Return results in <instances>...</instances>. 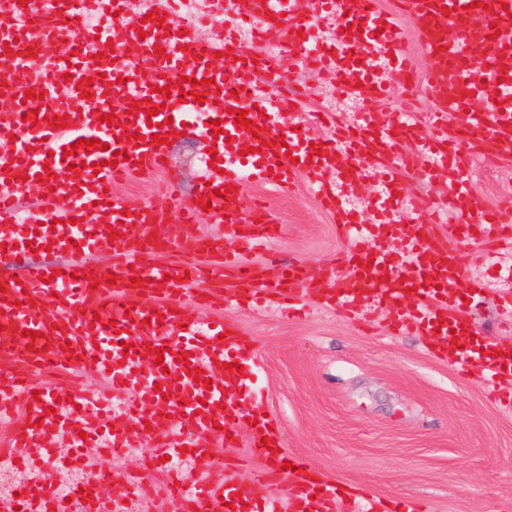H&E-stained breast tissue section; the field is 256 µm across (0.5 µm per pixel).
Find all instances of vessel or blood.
<instances>
[{
    "label": "vessel or blood",
    "mask_w": 512,
    "mask_h": 512,
    "mask_svg": "<svg viewBox=\"0 0 512 512\" xmlns=\"http://www.w3.org/2000/svg\"><path fill=\"white\" fill-rule=\"evenodd\" d=\"M34 3L43 21L37 45L23 19L0 6V71L8 75L0 82V241L8 245L0 254V417L22 412L9 447L0 448V462L25 473L26 512H66L46 461L61 470L81 467L88 457L126 448L131 430L146 432L155 458L176 460L183 445L177 426L189 427L201 455L246 423V412L229 403L227 393L250 383L232 367L251 352V341L238 326L223 321L203 326L172 309L186 285L201 278L210 282L203 302L212 307L254 302L262 295L294 307L312 292L351 315L386 299L396 305V331L434 334L438 349L462 370L512 375V355L495 354L493 345L474 339L460 306L472 293L467 268L495 254L504 228L512 226V211L482 208L465 178L482 159H512V0H480L475 9L471 0H398L393 13L378 0H223L225 14L263 20L274 49L258 58L239 56L221 69L210 62L221 47H237L235 31H225L223 45L208 44L184 34L183 23L174 19L168 35L143 39L124 21V0ZM98 9L100 30H86L83 37L102 52V60L83 52L64 58L59 48L67 34L59 16L73 23ZM328 26L335 49L319 54V64L332 72L346 98L367 105L353 126L334 110L310 107L303 87L284 100L277 93L286 65L300 61L303 44L315 42ZM411 38L429 56L425 72L407 61ZM477 46L484 61L476 69L471 56ZM377 58L396 67L403 86L424 87L434 109L433 142H421L414 113L374 109L386 93L385 76L373 67ZM91 65L102 76L89 85L84 72ZM175 79L182 90L204 94V103L189 99L151 117L130 113L135 102L162 103L163 87ZM29 88L42 95L39 109L24 101ZM86 91L94 93L95 106L76 110V98ZM287 102L307 106L301 130L282 119ZM237 109L263 127L261 138L235 124ZM30 112L35 121H26ZM108 113L114 124L103 122ZM54 116L66 117V127L51 126ZM213 120L222 121L223 133L211 131ZM156 123L167 133L195 130L215 144L221 164L203 167L197 186L198 194L209 197L210 209H131L116 197L115 184L163 170L168 150L152 141ZM320 125L328 133L319 139L314 130ZM93 138L108 143V150L81 149L65 157V148ZM318 139L321 149H312ZM72 162L80 164V177L70 176ZM240 164L252 179L283 190L301 176L316 186L321 208L353 237V250L336 261L349 270L343 282L331 273L324 285L307 282L297 264L271 273L241 262V252L275 239L280 226L266 208L243 211L244 182L233 172ZM46 170L49 180L38 182L37 174ZM413 170L449 182L436 221L450 224L453 238L464 227L479 225L468 248L452 247L419 225L399 223L398 213L413 204L406 180ZM373 178L382 186V201L372 206L371 220H361L348 209L343 190ZM31 185L43 195V214L24 224L18 199ZM203 220L225 225L238 250L225 251L220 241L195 235ZM166 224L181 226L194 263L143 262L144 252L165 249L158 231ZM113 227L118 237H110ZM394 239L403 241L404 252L391 250ZM28 243L77 252L82 260L60 268L46 264L18 279L7 275L18 247ZM102 254L110 255L109 265L97 264ZM228 280L234 285L230 295L224 292ZM27 329L37 332V340L24 337ZM151 348L163 349L162 363L147 362ZM42 369L62 374L66 387L36 385L34 376ZM191 369L204 370L211 386L188 377ZM84 371L106 377L108 391L81 388L77 376ZM116 393L123 396L117 413ZM269 426L261 414L251 425L249 446L258 467L249 480L191 476V512H225L236 493L242 502L235 512H336V484L312 479L302 459L263 446ZM64 433L71 443L66 456L57 452ZM258 484L286 487L287 496L257 502ZM105 486L92 498L76 492L70 498L84 503L86 512H112L113 499L152 490L150 478L133 474Z\"/></svg>",
    "instance_id": "1"
}]
</instances>
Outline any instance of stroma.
Listing matches in <instances>:
<instances>
[{
	"label": "stroma",
	"instance_id": "obj_1",
	"mask_svg": "<svg viewBox=\"0 0 512 512\" xmlns=\"http://www.w3.org/2000/svg\"><path fill=\"white\" fill-rule=\"evenodd\" d=\"M204 151L199 138L175 136L169 155L177 189L156 174L131 177L116 192L132 206H190ZM468 179L486 206H512V160L475 164ZM242 201L267 204L282 227L267 251L248 255V262H296L315 281L350 248L318 208L306 178L289 195L247 183ZM466 275L484 289L469 300L466 317L485 341L512 344V316L497 295L512 289V241L492 263ZM303 304L299 318L267 303L223 308L224 321L254 342L244 363L255 373L253 384L235 396L241 408L267 414L282 448L336 482L345 497L364 493L385 506L411 501L420 512H512V410L498 400L512 392V379L488 382L461 373L434 351L428 333L393 335L395 309L388 302L350 316L310 295ZM248 436L240 426L235 447L215 443L212 456L195 459L196 469L222 463L234 478L247 477L253 468Z\"/></svg>",
	"mask_w": 512,
	"mask_h": 512
}]
</instances>
